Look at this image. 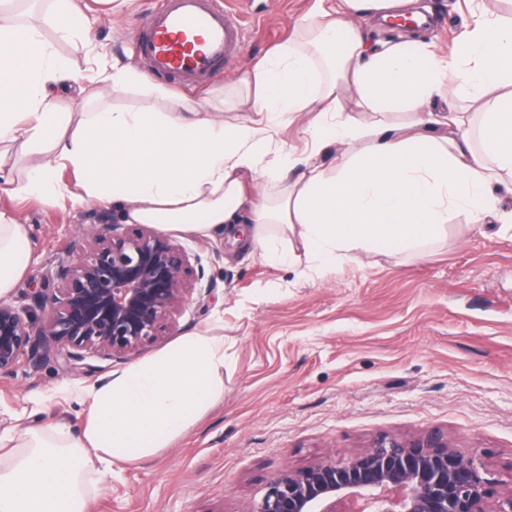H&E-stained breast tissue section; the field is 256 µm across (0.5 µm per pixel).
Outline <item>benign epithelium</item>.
Segmentation results:
<instances>
[{"mask_svg":"<svg viewBox=\"0 0 512 512\" xmlns=\"http://www.w3.org/2000/svg\"><path fill=\"white\" fill-rule=\"evenodd\" d=\"M198 280L186 250L144 224L80 237L51 291L33 296L38 324L0 299V374L26 353L69 364L134 356L167 334ZM246 512H512V490L497 493L484 465L438 431L380 435L338 461L271 474Z\"/></svg>","mask_w":512,"mask_h":512,"instance_id":"7a95c632","label":"benign epithelium"}]
</instances>
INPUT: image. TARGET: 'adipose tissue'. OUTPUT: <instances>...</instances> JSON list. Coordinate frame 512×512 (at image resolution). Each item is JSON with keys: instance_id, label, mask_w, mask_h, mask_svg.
I'll return each mask as SVG.
<instances>
[{"instance_id": "1", "label": "adipose tissue", "mask_w": 512, "mask_h": 512, "mask_svg": "<svg viewBox=\"0 0 512 512\" xmlns=\"http://www.w3.org/2000/svg\"><path fill=\"white\" fill-rule=\"evenodd\" d=\"M407 0H339L306 23L312 51L287 45L246 71L222 106L169 97L165 110L107 106L71 124L58 91L76 86L73 55L87 52L89 21L78 0H54L71 17L58 27L71 46L56 54L39 27L20 22L0 0V143L28 149L22 180L0 178V193H58L57 166L70 168L77 204L115 203L126 223L200 239L224 231L265 261L298 257L333 268L352 252L388 243L417 250L462 214L475 223L512 220L491 184L512 176V20L482 14L460 37L455 62L426 44L377 45L363 26ZM481 103L477 122L433 110L448 94ZM349 96L375 121L363 127L341 105ZM411 114L406 123L391 111ZM227 112H245L240 123ZM312 114L311 151L273 153V132ZM335 149L324 168L320 154ZM250 232H242V225ZM296 234L279 246L270 231ZM31 237L0 211V298L24 275ZM224 339L189 334L83 389L88 414L79 431L57 424L43 434L0 430V512H87L84 487L117 463L167 447L224 394Z\"/></svg>"}]
</instances>
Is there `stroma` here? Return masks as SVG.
Here are the masks:
<instances>
[{"label": "stroma", "instance_id": "obj_1", "mask_svg": "<svg viewBox=\"0 0 512 512\" xmlns=\"http://www.w3.org/2000/svg\"><path fill=\"white\" fill-rule=\"evenodd\" d=\"M152 2L126 0L115 10L105 0H81L95 19L90 38L99 58L94 68L76 61L84 92L72 112L162 108L149 88L173 90L169 79L154 76L149 87L107 96L98 77L113 61L133 64V36ZM422 2L439 19L431 30L368 25L380 40L419 38L450 55L473 20L471 0ZM319 5L248 0L244 58L189 98L220 102L244 70L303 42L298 25ZM0 210L33 241L30 265L7 300L34 317L31 295L48 287L72 240L124 221L117 205L75 208L45 197L1 194ZM176 241L201 279L173 334L223 337L224 395L167 448L89 488V512H246L262 498L264 476L363 451L381 434L430 430L476 455L499 491L512 489V237L498 224L462 215L424 251L361 252L329 270L270 264L220 233ZM124 366L22 357L0 375V428L79 426L86 406L78 387Z\"/></svg>", "mask_w": 512, "mask_h": 512}]
</instances>
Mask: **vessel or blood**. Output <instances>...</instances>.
Masks as SVG:
<instances>
[{
    "label": "vessel or blood",
    "instance_id": "b4317fda",
    "mask_svg": "<svg viewBox=\"0 0 512 512\" xmlns=\"http://www.w3.org/2000/svg\"><path fill=\"white\" fill-rule=\"evenodd\" d=\"M243 17L242 0H158L135 37L136 56L177 86L201 85L243 56Z\"/></svg>",
    "mask_w": 512,
    "mask_h": 512
}]
</instances>
